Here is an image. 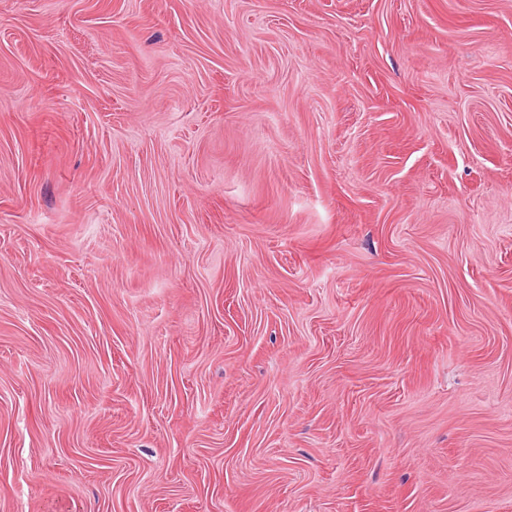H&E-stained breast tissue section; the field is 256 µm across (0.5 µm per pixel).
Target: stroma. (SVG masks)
Listing matches in <instances>:
<instances>
[{
    "instance_id": "35a3bbf8",
    "label": "stroma",
    "mask_w": 512,
    "mask_h": 512,
    "mask_svg": "<svg viewBox=\"0 0 512 512\" xmlns=\"http://www.w3.org/2000/svg\"><path fill=\"white\" fill-rule=\"evenodd\" d=\"M0 512H512V0H0Z\"/></svg>"
}]
</instances>
